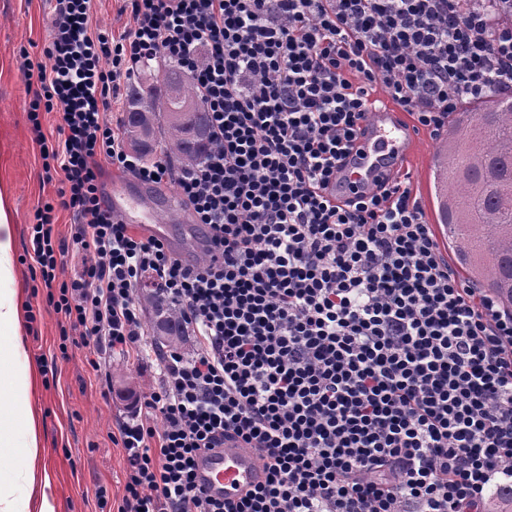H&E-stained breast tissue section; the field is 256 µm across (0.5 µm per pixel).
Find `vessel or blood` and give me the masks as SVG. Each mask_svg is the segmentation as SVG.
Masks as SVG:
<instances>
[{"instance_id":"vessel-or-blood-1","label":"vessel or blood","mask_w":512,"mask_h":512,"mask_svg":"<svg viewBox=\"0 0 512 512\" xmlns=\"http://www.w3.org/2000/svg\"><path fill=\"white\" fill-rule=\"evenodd\" d=\"M416 136L405 111L388 104L373 110L360 127L356 148L348 163L336 173L332 192L338 199L352 198L354 192H365L379 180L405 171ZM143 233L166 239L164 227L152 198L138 197ZM189 238L166 239L168 247L185 258H195L204 250L198 225H191ZM198 485L218 500H236L264 483L266 472L255 449L235 439L225 440L223 447L201 454L196 461Z\"/></svg>"}]
</instances>
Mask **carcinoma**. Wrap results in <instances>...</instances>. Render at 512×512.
Here are the masks:
<instances>
[{
    "label": "carcinoma",
    "mask_w": 512,
    "mask_h": 512,
    "mask_svg": "<svg viewBox=\"0 0 512 512\" xmlns=\"http://www.w3.org/2000/svg\"><path fill=\"white\" fill-rule=\"evenodd\" d=\"M155 87L130 86L125 128L131 149L144 157L155 150L178 161H197L208 151V112L197 93L169 66ZM162 100L180 111L175 124L153 130V108ZM441 156L431 174L441 233L466 278L487 288L502 309L512 314V207L501 201L499 188L488 182L482 163L497 168L503 184L512 183V95H494L480 112L466 113L440 144Z\"/></svg>",
    "instance_id": "carcinoma-1"
}]
</instances>
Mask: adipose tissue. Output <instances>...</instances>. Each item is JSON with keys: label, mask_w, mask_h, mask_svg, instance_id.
I'll return each instance as SVG.
<instances>
[{"label": "adipose tissue", "mask_w": 512, "mask_h": 512, "mask_svg": "<svg viewBox=\"0 0 512 512\" xmlns=\"http://www.w3.org/2000/svg\"><path fill=\"white\" fill-rule=\"evenodd\" d=\"M16 250L9 189L0 181V331L10 334L9 342L0 345V393H7L10 398L9 407L0 408V458L11 462L9 468L0 469V512H55L48 496H35L30 489L23 496L15 494L16 474H25L45 486L51 482L48 463L39 450L38 416L29 404L39 373L29 361L20 332ZM21 431L27 435L28 450L18 457L13 448Z\"/></svg>", "instance_id": "1"}]
</instances>
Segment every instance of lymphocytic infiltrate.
Instances as JSON below:
<instances>
[{
    "mask_svg": "<svg viewBox=\"0 0 512 512\" xmlns=\"http://www.w3.org/2000/svg\"><path fill=\"white\" fill-rule=\"evenodd\" d=\"M95 2L54 0L23 77L55 188L30 226L45 303L26 322L55 316L101 396L115 360L159 371L108 433L125 478L116 500L97 486L99 512H491L512 491V316L452 270L404 181L344 202L327 189L375 90L434 136L512 92V0H121L118 34ZM158 59L209 112L198 162L126 147L114 107ZM112 167L176 186L210 229L197 264L112 214ZM145 290L189 348L149 342ZM228 437L267 472L235 502L196 483Z\"/></svg>",
    "mask_w": 512,
    "mask_h": 512,
    "instance_id": "obj_1",
    "label": "lymphocytic infiltrate"
}]
</instances>
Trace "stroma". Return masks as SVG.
<instances>
[{"label": "stroma", "instance_id": "stroma-1", "mask_svg": "<svg viewBox=\"0 0 512 512\" xmlns=\"http://www.w3.org/2000/svg\"><path fill=\"white\" fill-rule=\"evenodd\" d=\"M51 15L44 0H0V173L10 188L18 254L30 246L28 227L35 209L53 187L42 184V160L32 141L25 111V57H38L49 36ZM437 138L421 132L409 167L410 188L428 223H436L429 177ZM58 384L38 386L31 397L40 419L39 447L51 465L49 495L56 512H98L95 489L106 485L112 497L123 490V452L107 437L133 390L154 384L156 369L117 367L111 395L102 399L94 373L81 350L69 348L58 359Z\"/></svg>", "mask_w": 512, "mask_h": 512}]
</instances>
